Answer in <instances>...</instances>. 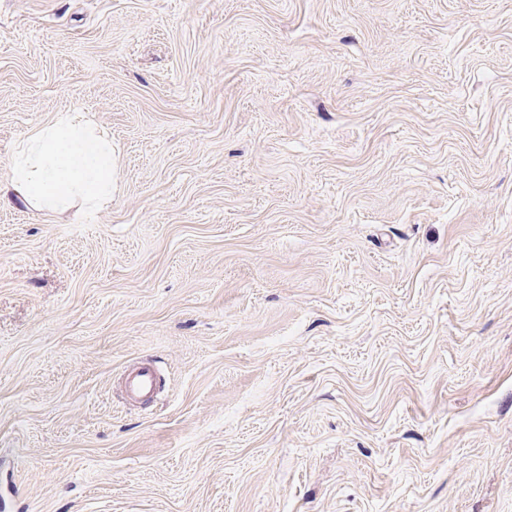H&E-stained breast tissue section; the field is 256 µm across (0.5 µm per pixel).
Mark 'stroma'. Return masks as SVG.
I'll return each instance as SVG.
<instances>
[{"mask_svg":"<svg viewBox=\"0 0 512 512\" xmlns=\"http://www.w3.org/2000/svg\"><path fill=\"white\" fill-rule=\"evenodd\" d=\"M75 110L111 207L0 201V512H512V0H0V180ZM156 370L150 364H143L129 371L123 380L127 400L137 403L156 394Z\"/></svg>","mask_w":512,"mask_h":512,"instance_id":"stroma-1","label":"stroma"}]
</instances>
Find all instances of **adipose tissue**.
<instances>
[{"mask_svg": "<svg viewBox=\"0 0 512 512\" xmlns=\"http://www.w3.org/2000/svg\"><path fill=\"white\" fill-rule=\"evenodd\" d=\"M61 213L74 205L102 210L112 201V142L83 114L57 117L28 134L0 196Z\"/></svg>", "mask_w": 512, "mask_h": 512, "instance_id": "ef3b65f1", "label": "adipose tissue"}]
</instances>
